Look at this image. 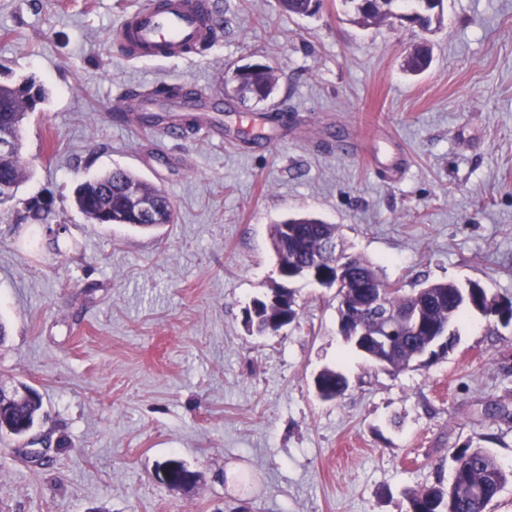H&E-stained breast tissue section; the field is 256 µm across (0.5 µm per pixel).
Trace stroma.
<instances>
[{
    "instance_id": "stroma-1",
    "label": "stroma",
    "mask_w": 512,
    "mask_h": 512,
    "mask_svg": "<svg viewBox=\"0 0 512 512\" xmlns=\"http://www.w3.org/2000/svg\"><path fill=\"white\" fill-rule=\"evenodd\" d=\"M218 2L209 53L155 62L111 41L139 0H0V82L47 90L23 126L29 176L0 204V384L37 389L45 417L0 440V512H408L468 443L512 468V325L469 314L444 357L393 372L343 340L335 289L293 282L278 332L245 320L279 282L270 226L292 213L338 225L386 280L512 298V0H444L425 30L360 26L341 0L308 17ZM423 43L429 67L406 72ZM253 62L274 93L234 99ZM163 85L228 103L218 137L195 112L144 131L128 93ZM117 167L175 222L89 223L74 190ZM34 196L53 200L45 223L22 218ZM326 369L349 384L333 402ZM171 458L192 488L155 480ZM321 387L319 397L325 401H333L341 397L348 388L346 377L338 371L326 369L320 374Z\"/></svg>"
}]
</instances>
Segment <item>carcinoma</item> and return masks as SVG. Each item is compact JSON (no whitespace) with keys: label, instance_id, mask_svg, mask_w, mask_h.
<instances>
[{"label":"carcinoma","instance_id":"cac0c4a2","mask_svg":"<svg viewBox=\"0 0 512 512\" xmlns=\"http://www.w3.org/2000/svg\"><path fill=\"white\" fill-rule=\"evenodd\" d=\"M406 0H379L373 5L368 15H359V0H342L356 14L357 23L362 26L390 23L395 19V12ZM279 8L293 15L310 16L316 13L313 0H278ZM431 62L430 49L417 46L405 60L406 68L420 73ZM232 81L237 84V91L242 98H254L258 101L267 99L275 84L272 68L241 79L232 74ZM0 98L12 102L15 111L0 112V119H10L21 123L27 115L26 101L17 97L15 89L0 83ZM7 177L20 187L26 178V166L22 154H15L8 162L0 165V178ZM154 197L159 200L157 217L145 224L142 229H151L159 224L174 223V211L169 198L156 186L140 179L126 170L118 177L109 171L102 176L87 180L80 186L86 199L87 207L83 214L92 224L101 223L99 209L112 206V223L124 224L129 221L119 204L129 190ZM294 225L296 234L289 238L287 251H276L278 264L296 266L302 261L314 258L321 253L327 241L338 237V227L326 224L312 216H298L286 220ZM354 283L342 294L340 303L347 308L349 315L366 325L375 322L376 312L365 307L369 287L385 283L373 266L366 260L353 273ZM416 288L406 289L402 285L394 286L388 291L387 302L392 309L407 305L419 307L426 326L440 328L448 321L458 322L466 313L478 312L484 316L494 317L503 326L512 325V299L489 294L483 286L470 281L460 286L452 281L434 282L431 290L419 297ZM275 298L270 301H257L254 310L261 332L279 331L288 325L294 317L293 294L288 288L274 291ZM391 352L384 353V366L395 371L411 368L415 354L425 342V337L413 333L401 332L389 337ZM320 398L333 401L341 397L348 388L346 377L335 370L327 369L320 374ZM27 395L21 400L0 404V438L3 436L20 439L34 428L41 416L42 398L32 387L25 385ZM453 470L448 484L437 482L416 492L409 499V512H487L488 506L500 495L504 488L512 484V469L503 467L487 449L471 443L453 453Z\"/></svg>","mask_w":512,"mask_h":512}]
</instances>
